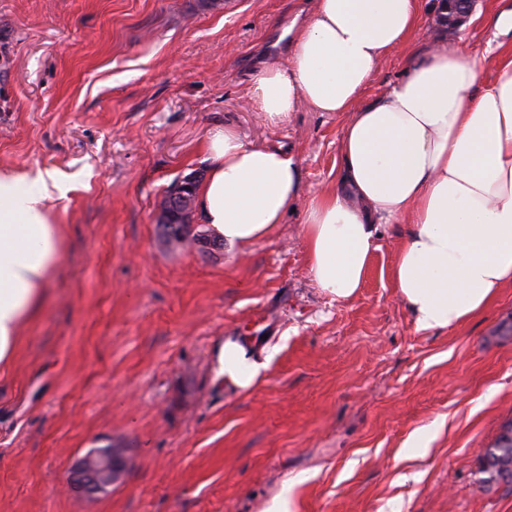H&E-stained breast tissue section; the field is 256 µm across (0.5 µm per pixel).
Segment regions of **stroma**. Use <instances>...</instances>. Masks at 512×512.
Masks as SVG:
<instances>
[{"label":"stroma","mask_w":512,"mask_h":512,"mask_svg":"<svg viewBox=\"0 0 512 512\" xmlns=\"http://www.w3.org/2000/svg\"><path fill=\"white\" fill-rule=\"evenodd\" d=\"M289 2L0 0V171L67 187L60 269L0 373V512H512V482L481 473L512 423V283L464 326L419 330L391 282L407 227L383 224L354 297L316 288L300 219L336 180L345 118L301 106L273 126L249 103L259 61L286 60ZM488 39L476 18L448 42L492 79ZM224 122L295 155L303 186L269 237L203 255L156 218ZM227 336L268 363L250 390L217 373ZM109 443L123 480L73 493L72 464Z\"/></svg>","instance_id":"1"}]
</instances>
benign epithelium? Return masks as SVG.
Segmentation results:
<instances>
[{"instance_id": "1", "label": "benign epithelium", "mask_w": 512, "mask_h": 512, "mask_svg": "<svg viewBox=\"0 0 512 512\" xmlns=\"http://www.w3.org/2000/svg\"><path fill=\"white\" fill-rule=\"evenodd\" d=\"M448 13L438 15V20L455 29L471 16L475 0H445ZM199 175L190 173L182 177L164 198L163 224H194L192 215L194 186ZM127 467L126 449L111 445L107 448H92L79 457L71 468L68 483L72 491L93 496L106 491L118 483Z\"/></svg>"}]
</instances>
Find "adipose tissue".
<instances>
[{
  "mask_svg": "<svg viewBox=\"0 0 512 512\" xmlns=\"http://www.w3.org/2000/svg\"><path fill=\"white\" fill-rule=\"evenodd\" d=\"M428 0H316L289 25L286 66L264 64L250 99L264 121L298 104L345 115L341 172L302 214L309 275L336 301L366 279L381 224H404L392 282L417 329L455 328L512 282V58L484 79L479 61L445 39L375 100L367 82L415 36ZM208 175L198 217L225 245L245 249L271 235L298 198L302 170L285 151L249 143L232 126L209 131ZM56 172L0 174V369L17 355L20 330L40 313L59 267L62 239L46 202L64 192ZM226 383L251 389L264 367L248 344L225 337Z\"/></svg>",
  "mask_w": 512,
  "mask_h": 512,
  "instance_id": "adipose-tissue-1",
  "label": "adipose tissue"
}]
</instances>
